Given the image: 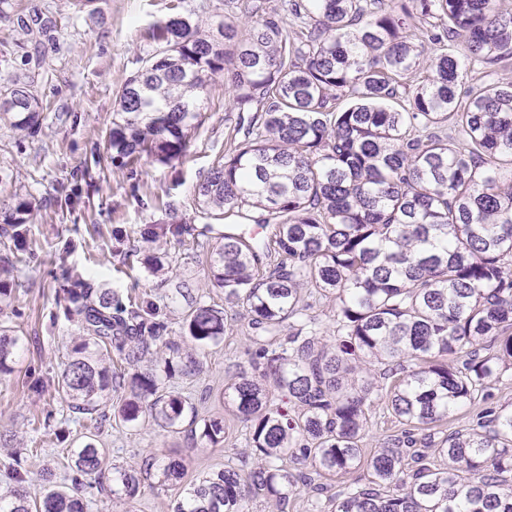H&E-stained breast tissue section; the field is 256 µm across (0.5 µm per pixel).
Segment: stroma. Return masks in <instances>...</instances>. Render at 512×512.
I'll return each instance as SVG.
<instances>
[{
  "instance_id": "1",
  "label": "stroma",
  "mask_w": 512,
  "mask_h": 512,
  "mask_svg": "<svg viewBox=\"0 0 512 512\" xmlns=\"http://www.w3.org/2000/svg\"><path fill=\"white\" fill-rule=\"evenodd\" d=\"M12 3L0 16V49L10 55L8 67H0V83L24 78L43 98L47 118L34 137L0 125V169L12 176L0 202L11 205L21 197L34 204L23 249L0 237V257L9 263L7 280L13 286L0 325L20 338L14 370L0 378V484H9L11 471L18 469L27 474L28 491L37 494L46 470L58 484L70 485L71 451L88 434L57 385L79 335L78 324L64 315L67 272L78 270L91 287L111 289L122 301L154 303L171 339L184 333V306L171 300L176 283L189 281L198 300L223 307L224 291L209 286L208 254L197 243L216 242L224 223L196 210L192 189L223 159L236 115L227 86L216 79L208 88L203 123L182 160L117 168L102 149L116 98L142 58L157 48L150 34L168 15L171 0H101L99 13L78 15L67 0ZM155 224L165 229L154 250L170 267L166 282L150 276L142 253L130 250ZM254 351L245 327L235 326L201 354L199 376L177 377L170 384L194 401L212 391L208 408L223 412L217 394L224 388L225 368L250 369ZM224 420L225 440L215 446L200 439L188 421L172 431L147 422L130 426L115 417L96 440L109 464L137 467L151 457L181 459L192 480L223 469L235 455L255 464L243 426L229 414ZM83 483L86 512H171L178 497L177 489H161L151 479L131 503L101 490L97 476L84 477Z\"/></svg>"
}]
</instances>
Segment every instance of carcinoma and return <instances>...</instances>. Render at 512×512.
Returning a JSON list of instances; mask_svg holds the SVG:
<instances>
[{"mask_svg": "<svg viewBox=\"0 0 512 512\" xmlns=\"http://www.w3.org/2000/svg\"><path fill=\"white\" fill-rule=\"evenodd\" d=\"M290 21L245 33L175 15L154 27L162 47L141 60L117 98L105 148L112 163L186 155L207 88L222 76L238 111L224 162L193 189L197 209L271 227L247 240L230 227L209 248V281L243 309L257 346L253 372L232 373L224 403L260 459L182 485L179 460L112 467L106 487L128 502L141 481L183 486L174 512H249L264 498L318 495L314 512H512V405L488 381L512 372V14L496 0H287ZM459 41L462 51H448ZM44 107L19 77L0 85V121L34 136ZM32 202L4 209L0 231L27 242ZM65 315L83 330L58 387L99 428L107 395L118 418L177 427L198 409L166 386L201 371L197 351L227 333L224 313L192 303L183 340H162L157 312L126 307L78 272ZM334 302L333 330L309 314ZM19 337L0 329V374ZM127 373L112 375V352ZM390 380L385 392L375 374ZM401 425L364 455L375 402ZM467 426L442 428L462 407ZM201 437L224 441V421ZM74 486L101 471L92 441L72 451ZM366 474L321 498L326 481ZM40 500L24 474L0 486V512H85L43 475Z\"/></svg>", "mask_w": 512, "mask_h": 512, "instance_id": "carcinoma-1", "label": "carcinoma"}]
</instances>
